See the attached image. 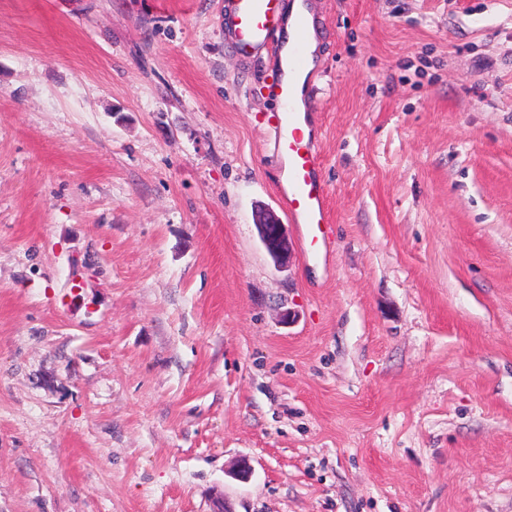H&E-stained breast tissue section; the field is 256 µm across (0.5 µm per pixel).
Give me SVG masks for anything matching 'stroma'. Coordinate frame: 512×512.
Listing matches in <instances>:
<instances>
[{
	"mask_svg": "<svg viewBox=\"0 0 512 512\" xmlns=\"http://www.w3.org/2000/svg\"><path fill=\"white\" fill-rule=\"evenodd\" d=\"M224 2L0 0V512H512V0H310L283 269ZM295 1L291 4L290 12L286 16L282 39L284 53L288 52L286 58L288 69L281 61L279 64L283 69L284 79L288 81L282 79L280 74L279 79L270 86V92L282 109V112L277 115L279 136L275 140V145L280 152L288 156L284 158L282 172L283 177L288 174L286 183L279 184L278 189L281 199L286 204L288 220L302 224L304 227L307 254L317 255L321 245L326 244V228L329 224L326 209L328 191L319 173L321 157L316 136L311 128L306 133L303 125L304 123L310 126L302 88L306 73L315 67V53L319 40L309 4L302 0ZM301 13H304L308 20L305 32L308 67L303 75H290L298 87L295 112L293 103L296 90L293 82L288 79V72H303L306 68L305 21L302 16H298ZM289 47L291 48L288 50ZM260 241L266 252L274 259L278 267L289 264L292 255V245L288 236L287 224L270 210L262 215H255Z\"/></svg>",
	"mask_w": 512,
	"mask_h": 512,
	"instance_id": "1",
	"label": "stroma"
}]
</instances>
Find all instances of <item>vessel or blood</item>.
I'll return each mask as SVG.
<instances>
[{
  "instance_id": "1",
  "label": "vessel or blood",
  "mask_w": 512,
  "mask_h": 512,
  "mask_svg": "<svg viewBox=\"0 0 512 512\" xmlns=\"http://www.w3.org/2000/svg\"><path fill=\"white\" fill-rule=\"evenodd\" d=\"M281 0H227L224 26L241 53L269 51L273 34L282 21ZM270 91L280 105L277 115V149L288 157V176L279 195L286 204L289 221L302 224L308 254H318L326 242L329 223L327 186L320 177L321 157L314 133L305 130L307 113L295 111V86L277 79Z\"/></svg>"
}]
</instances>
